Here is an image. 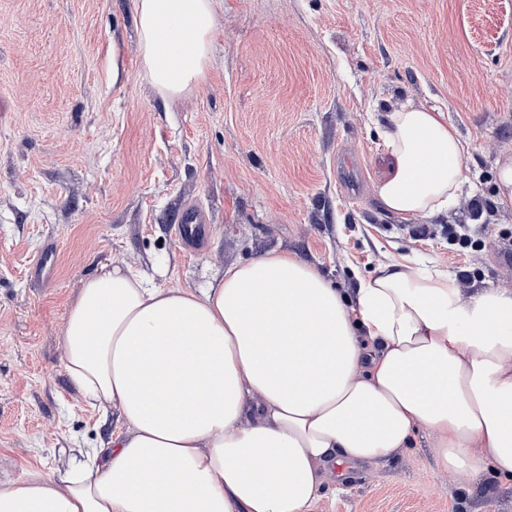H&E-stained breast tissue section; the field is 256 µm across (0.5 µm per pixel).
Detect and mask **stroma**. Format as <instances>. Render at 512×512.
<instances>
[{"instance_id": "stroma-1", "label": "stroma", "mask_w": 512, "mask_h": 512, "mask_svg": "<svg viewBox=\"0 0 512 512\" xmlns=\"http://www.w3.org/2000/svg\"><path fill=\"white\" fill-rule=\"evenodd\" d=\"M212 62L163 99L145 77L136 0H0V478L61 469L117 427L72 387L60 330L83 280L124 265L161 288L207 287L271 251L343 292L408 258L463 295L512 290L497 209L512 155V0H217ZM446 112L469 145L457 205L387 212L379 134L405 103ZM352 180L342 179L344 161ZM201 205L195 250L173 226ZM478 250L456 252L449 225ZM313 512H512V486L467 494L418 431L389 460L328 475ZM496 188V204L503 210L512 211V156L500 162Z\"/></svg>"}]
</instances>
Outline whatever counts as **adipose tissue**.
<instances>
[{
    "label": "adipose tissue",
    "instance_id": "adipose-tissue-1",
    "mask_svg": "<svg viewBox=\"0 0 512 512\" xmlns=\"http://www.w3.org/2000/svg\"><path fill=\"white\" fill-rule=\"evenodd\" d=\"M151 86L202 78L215 0H136ZM388 212L454 208L467 143L444 112L390 111ZM67 374L121 429L63 470L0 482V512H311L329 468L390 459L418 430L464 491L512 484V291L379 264L345 296L286 251L207 288H151L115 266L86 278L61 328Z\"/></svg>",
    "mask_w": 512,
    "mask_h": 512
}]
</instances>
